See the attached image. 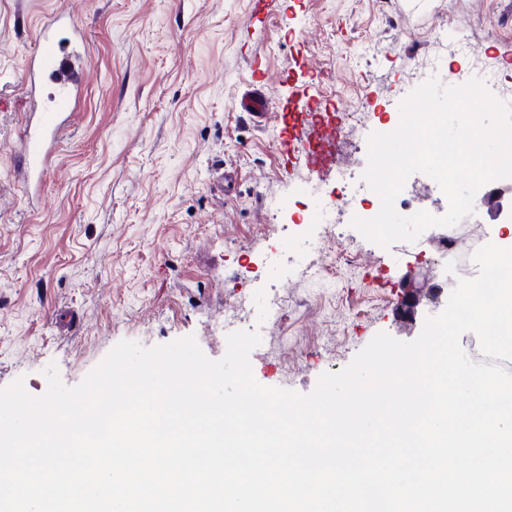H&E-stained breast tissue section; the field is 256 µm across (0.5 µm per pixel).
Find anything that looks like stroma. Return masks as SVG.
I'll return each instance as SVG.
<instances>
[{
    "label": "stroma",
    "instance_id": "35a3bbf8",
    "mask_svg": "<svg viewBox=\"0 0 512 512\" xmlns=\"http://www.w3.org/2000/svg\"><path fill=\"white\" fill-rule=\"evenodd\" d=\"M70 10L86 83L36 203L14 164L35 31ZM447 26L500 65L512 90V0H0V389L73 387L121 341L194 337L227 350L224 310L282 300L249 360L257 382L307 394L380 332L415 340L458 273L423 239L382 247L353 218L380 199L340 196L335 174L283 161L282 112H360L336 166L362 176L371 133L395 130ZM263 90L259 123L238 110ZM228 191L215 189L218 176ZM341 255L328 258L322 237ZM427 276L415 320L403 281Z\"/></svg>",
    "mask_w": 512,
    "mask_h": 512
}]
</instances>
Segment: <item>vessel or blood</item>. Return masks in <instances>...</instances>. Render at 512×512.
I'll return each instance as SVG.
<instances>
[{"instance_id": "b4317fda", "label": "vessel or blood", "mask_w": 512, "mask_h": 512, "mask_svg": "<svg viewBox=\"0 0 512 512\" xmlns=\"http://www.w3.org/2000/svg\"><path fill=\"white\" fill-rule=\"evenodd\" d=\"M86 40L72 14H54L36 34V49L27 74L26 93L32 108L24 121L15 162L24 184L38 189L66 130L73 123L85 81ZM240 111L262 121L269 109L263 91L248 92L238 101ZM286 138L285 153L298 154L314 172L336 166L339 127L332 113L285 112L281 115Z\"/></svg>"}]
</instances>
